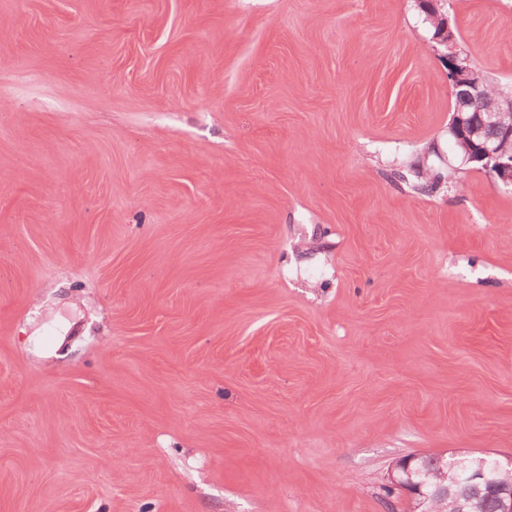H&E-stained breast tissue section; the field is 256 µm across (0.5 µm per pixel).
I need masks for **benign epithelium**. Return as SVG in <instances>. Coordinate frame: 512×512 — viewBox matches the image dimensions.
Masks as SVG:
<instances>
[{"label": "benign epithelium", "instance_id": "1", "mask_svg": "<svg viewBox=\"0 0 512 512\" xmlns=\"http://www.w3.org/2000/svg\"><path fill=\"white\" fill-rule=\"evenodd\" d=\"M441 44L449 49L448 85L452 93L459 97L454 119L456 128L460 129L469 141L479 139L485 126L494 125L499 130V141L478 143L479 152L475 160L483 163V170L497 186L512 190V157L504 158L503 150L512 143V97L504 96L494 108H476L474 102L484 85V78L467 60H461L454 41L442 35ZM487 459L475 458L464 463L453 457L444 463L439 474L440 482L436 485V493L448 495L449 485L461 480L475 485H486L490 482L486 471ZM493 470L506 477L507 483L497 486L500 498V512H512V461L507 463L492 459ZM411 475L410 466H400L391 476V483L406 491L414 500H425L420 488L408 479Z\"/></svg>", "mask_w": 512, "mask_h": 512}]
</instances>
